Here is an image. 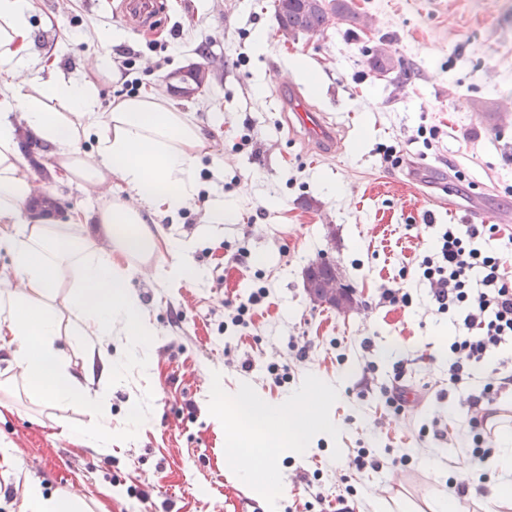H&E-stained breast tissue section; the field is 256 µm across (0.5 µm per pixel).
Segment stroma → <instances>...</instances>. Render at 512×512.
Masks as SVG:
<instances>
[{
	"mask_svg": "<svg viewBox=\"0 0 512 512\" xmlns=\"http://www.w3.org/2000/svg\"><path fill=\"white\" fill-rule=\"evenodd\" d=\"M32 2V83L53 73L87 80L108 112L137 80L186 112L213 151L198 160L193 201L151 225L160 241L190 242L196 277L168 284L132 275L154 334L140 344L120 326L100 341L119 367L89 384L112 423L111 447L76 443L70 433L89 423L87 410L30 398L0 350V381L15 387L0 408V439L14 448L11 462L0 461V512H19L28 482L102 502L106 512H242L247 501L254 512H336L346 483L356 490L354 512L394 499L424 510L451 479L468 480L469 512H512L469 478L472 434L454 413L464 395L448 386L455 327L415 271L445 225L469 226L463 212L431 205L425 181L480 209L497 245L512 239V222L499 221L512 212V118L492 124L470 106L512 108V0H352L359 23L286 43L273 0H155L156 21L144 32L123 20L121 0ZM109 28L123 30V41L101 40ZM370 39L414 63L416 78L399 88L376 76L363 52ZM99 55L110 71L87 68ZM283 81L322 114L337 149L302 134L280 97ZM422 127L436 129L435 139L424 142ZM403 158L422 164L420 181L403 173ZM20 164L30 175L27 213L61 226L80 214L96 231L105 205L132 196L117 180L100 192L69 182L43 145ZM218 196L229 217L211 224L206 210ZM324 253L361 295L358 311L342 316L306 299L302 270ZM261 286L267 295L247 323L229 324V302ZM392 287L408 289L411 305L383 301ZM71 293L62 285L45 306L81 376L93 339L70 309ZM397 375L407 388L400 414L382 395ZM313 380L328 392L311 407L335 432L283 450V489L273 493L228 453L232 400L246 391L282 404ZM363 448L374 465L359 470Z\"/></svg>",
	"mask_w": 512,
	"mask_h": 512,
	"instance_id": "35a3bbf8",
	"label": "stroma"
}]
</instances>
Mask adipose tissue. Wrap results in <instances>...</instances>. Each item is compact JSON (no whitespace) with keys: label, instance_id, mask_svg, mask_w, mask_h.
<instances>
[{"label":"adipose tissue","instance_id":"obj_1","mask_svg":"<svg viewBox=\"0 0 512 512\" xmlns=\"http://www.w3.org/2000/svg\"><path fill=\"white\" fill-rule=\"evenodd\" d=\"M31 9V0H0V247L12 255L16 282L15 287L0 289V349L11 355L31 397L94 411L97 398L66 368L54 346L59 322L43 303L69 277L77 290L74 313L95 335H111L121 324L138 339L150 336L141 302L129 287L126 261L153 257L162 249L144 221L159 213L175 215L188 205L197 190L196 161L210 142L186 113L151 92L123 99L102 115L97 89L83 80L28 84L24 72L32 64L26 52ZM50 100L59 101L62 111H47ZM22 126L47 146L68 181L116 179L133 191L136 204L114 202L101 209V240L28 218L24 202L31 183L17 154ZM91 134L97 142L92 157L78 147L81 138ZM319 391L318 384H310L303 395L282 405L239 394L234 415L247 431L237 443L238 455L248 460L265 453L269 433L294 449L327 434L328 425L301 406ZM493 466L502 477L487 483L486 497L511 504L510 429L500 434Z\"/></svg>","mask_w":512,"mask_h":512}]
</instances>
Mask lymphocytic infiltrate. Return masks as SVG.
<instances>
[{
	"label": "lymphocytic infiltrate",
	"mask_w": 512,
	"mask_h": 512,
	"mask_svg": "<svg viewBox=\"0 0 512 512\" xmlns=\"http://www.w3.org/2000/svg\"><path fill=\"white\" fill-rule=\"evenodd\" d=\"M482 234L475 226L463 233L448 226L438 237L433 253L423 256L418 264L437 312L460 315L464 327L449 346L448 385L454 389L468 386L475 366L493 349L512 342V273L503 254L478 246ZM511 384L512 369L496 367L480 394L466 398L464 418L474 434V464L483 463L490 454L484 446L488 435L484 406Z\"/></svg>",
	"instance_id": "lymphocytic-infiltrate-1"
}]
</instances>
